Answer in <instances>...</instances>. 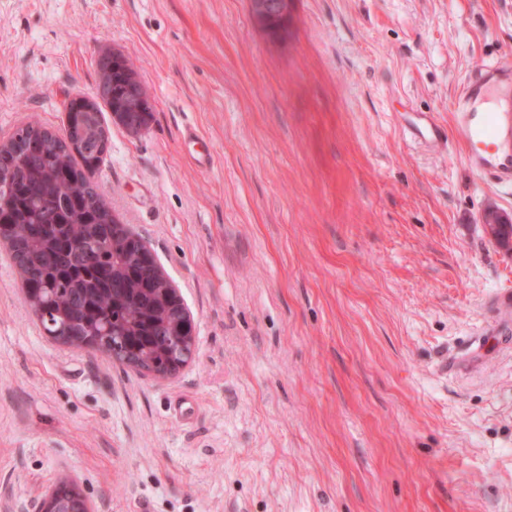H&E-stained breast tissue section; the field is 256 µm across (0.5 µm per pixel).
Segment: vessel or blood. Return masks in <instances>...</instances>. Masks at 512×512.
Returning a JSON list of instances; mask_svg holds the SVG:
<instances>
[{
  "instance_id": "1",
  "label": "vessel or blood",
  "mask_w": 512,
  "mask_h": 512,
  "mask_svg": "<svg viewBox=\"0 0 512 512\" xmlns=\"http://www.w3.org/2000/svg\"><path fill=\"white\" fill-rule=\"evenodd\" d=\"M512 87V66L488 63L466 80L455 115V131L447 133L434 119L420 115L417 122L424 142L447 143L449 135L467 147L470 168L512 193V113L497 103L503 89Z\"/></svg>"
}]
</instances>
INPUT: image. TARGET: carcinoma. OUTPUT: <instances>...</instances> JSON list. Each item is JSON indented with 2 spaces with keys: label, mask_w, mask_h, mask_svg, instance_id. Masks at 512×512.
Listing matches in <instances>:
<instances>
[{
  "label": "carcinoma",
  "mask_w": 512,
  "mask_h": 512,
  "mask_svg": "<svg viewBox=\"0 0 512 512\" xmlns=\"http://www.w3.org/2000/svg\"><path fill=\"white\" fill-rule=\"evenodd\" d=\"M108 69L107 98H92L87 111L80 96L66 104L67 125L81 134L83 150L69 154L64 145L40 137L28 125L14 137L32 132L21 145L0 150V173L8 179L9 204L3 218L13 225L11 248L20 262L27 293L51 338L67 336L77 347L89 342L109 357L127 356L147 370L165 373L179 349H195L196 337L182 335L180 312L168 300L142 245L114 234L112 211L85 170L98 168L97 131L102 108L120 106L135 70L126 57L97 61ZM55 496L69 501L79 486L61 478Z\"/></svg>",
  "instance_id": "1"
}]
</instances>
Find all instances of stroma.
<instances>
[{"instance_id":"35a3bbf8","label":"stroma","mask_w":512,"mask_h":512,"mask_svg":"<svg viewBox=\"0 0 512 512\" xmlns=\"http://www.w3.org/2000/svg\"><path fill=\"white\" fill-rule=\"evenodd\" d=\"M113 50L153 118L104 112L96 184L197 345L160 379L55 342L0 246V512L63 475L91 512H512V195L408 133L512 65V0H294L284 39L249 0H0V144Z\"/></svg>"}]
</instances>
